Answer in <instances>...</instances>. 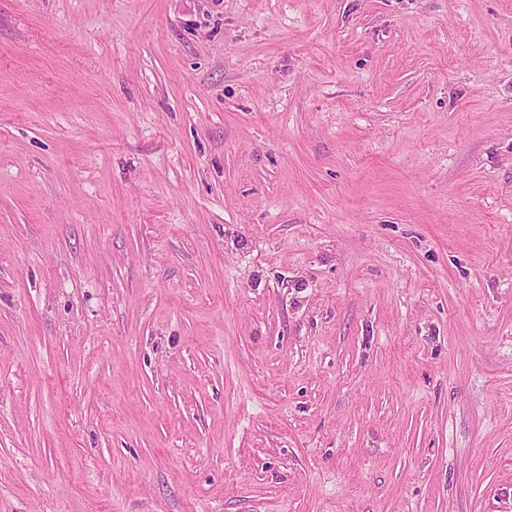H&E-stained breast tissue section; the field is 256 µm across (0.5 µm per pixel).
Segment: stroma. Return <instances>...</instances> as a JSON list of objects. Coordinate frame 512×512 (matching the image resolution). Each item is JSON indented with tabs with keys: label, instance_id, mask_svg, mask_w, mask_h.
I'll return each instance as SVG.
<instances>
[{
	"label": "stroma",
	"instance_id": "stroma-1",
	"mask_svg": "<svg viewBox=\"0 0 512 512\" xmlns=\"http://www.w3.org/2000/svg\"><path fill=\"white\" fill-rule=\"evenodd\" d=\"M0 512H512V0H0Z\"/></svg>",
	"mask_w": 512,
	"mask_h": 512
}]
</instances>
